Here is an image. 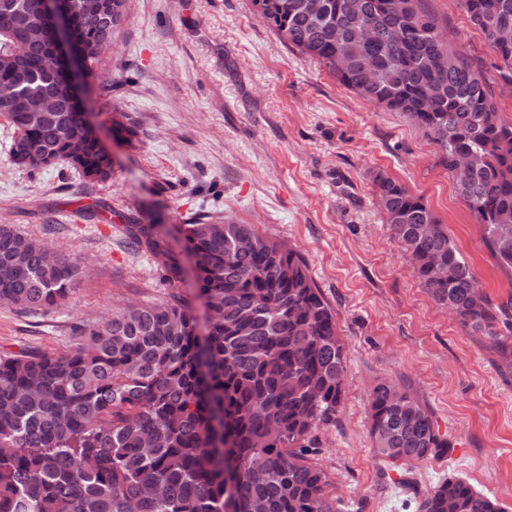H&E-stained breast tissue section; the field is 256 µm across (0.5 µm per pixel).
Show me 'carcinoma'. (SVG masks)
Listing matches in <instances>:
<instances>
[{"mask_svg":"<svg viewBox=\"0 0 512 512\" xmlns=\"http://www.w3.org/2000/svg\"><path fill=\"white\" fill-rule=\"evenodd\" d=\"M299 0H272L274 33L322 64L343 86L405 113L452 170L455 152L476 158L459 195L494 263L512 272V121L498 112L470 59L445 40L423 0L397 12L389 0H324L315 19ZM100 0H74V50L100 61L112 15ZM512 82V0H460ZM42 0H0V115L17 132L11 162L28 170L64 164L93 182L111 179L113 157L86 124L87 89L64 69L48 70L44 26L31 23ZM411 33L388 41L391 27ZM28 38L16 57L11 37ZM441 92L424 108L430 81ZM388 198L390 235L432 300L452 307L462 329L507 352L512 297L493 303L448 229L420 195L373 176ZM130 244L154 258L163 277L185 268L165 225H123ZM175 239L191 262L198 317L181 295L124 307L62 356L0 355V512H338L309 437L336 418L344 397L345 352L336 314L304 258L250 224L222 218L181 224ZM80 275L72 258L12 224H0V304L37 311L64 302ZM369 432L395 461L435 456L448 442L427 409L390 382L374 386ZM419 512H507L462 478L427 493Z\"/></svg>","mask_w":512,"mask_h":512,"instance_id":"1","label":"carcinoma"}]
</instances>
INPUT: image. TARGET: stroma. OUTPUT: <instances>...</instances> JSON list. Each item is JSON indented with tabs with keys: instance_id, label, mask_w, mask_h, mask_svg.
I'll use <instances>...</instances> for the list:
<instances>
[{
	"instance_id": "1",
	"label": "stroma",
	"mask_w": 512,
	"mask_h": 512,
	"mask_svg": "<svg viewBox=\"0 0 512 512\" xmlns=\"http://www.w3.org/2000/svg\"><path fill=\"white\" fill-rule=\"evenodd\" d=\"M424 6L512 120V90L459 0ZM93 70L94 121L114 155L109 181L87 182L64 165L15 167L14 131L0 117V224L84 271L59 306L0 307V353L59 356L124 304L173 293L194 302L192 276L163 282L122 226L150 213L171 228L221 215L300 253L336 312L346 395L335 420L313 432L311 459L338 512H418L451 475L512 506V359L432 301L391 239L372 184L380 171L422 196L490 299L512 295V276L495 265L423 131L282 43L251 0H126L124 23ZM383 380L427 407L446 454L414 464L377 455L368 397Z\"/></svg>"
}]
</instances>
